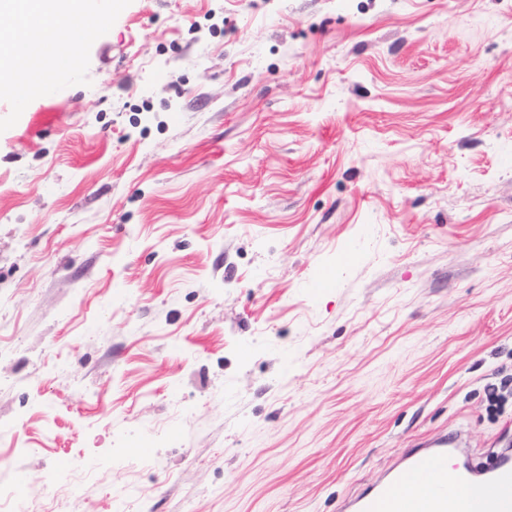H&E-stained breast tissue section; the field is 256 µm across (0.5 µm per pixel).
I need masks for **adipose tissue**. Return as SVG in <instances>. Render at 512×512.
I'll return each instance as SVG.
<instances>
[{"mask_svg":"<svg viewBox=\"0 0 512 512\" xmlns=\"http://www.w3.org/2000/svg\"><path fill=\"white\" fill-rule=\"evenodd\" d=\"M88 15L85 0H0V38L12 32L22 17H29L31 32L25 50L33 53L51 43L59 60L69 56L81 33L79 22Z\"/></svg>","mask_w":512,"mask_h":512,"instance_id":"1","label":"adipose tissue"}]
</instances>
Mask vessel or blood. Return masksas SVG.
I'll return each instance as SVG.
<instances>
[{"label":"vessel or blood","instance_id":"1","mask_svg":"<svg viewBox=\"0 0 512 512\" xmlns=\"http://www.w3.org/2000/svg\"><path fill=\"white\" fill-rule=\"evenodd\" d=\"M24 83L48 96L53 81L37 62H27ZM452 441L439 437L435 447L416 449L404 465L349 503L352 512H512V464L476 481L448 463Z\"/></svg>","mask_w":512,"mask_h":512}]
</instances>
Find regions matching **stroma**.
Returning <instances> with one entry per match:
<instances>
[{
  "label": "stroma",
  "mask_w": 512,
  "mask_h": 512,
  "mask_svg": "<svg viewBox=\"0 0 512 512\" xmlns=\"http://www.w3.org/2000/svg\"><path fill=\"white\" fill-rule=\"evenodd\" d=\"M0 91V484L344 512L512 450V0H121Z\"/></svg>",
  "instance_id": "35a3bbf8"
}]
</instances>
